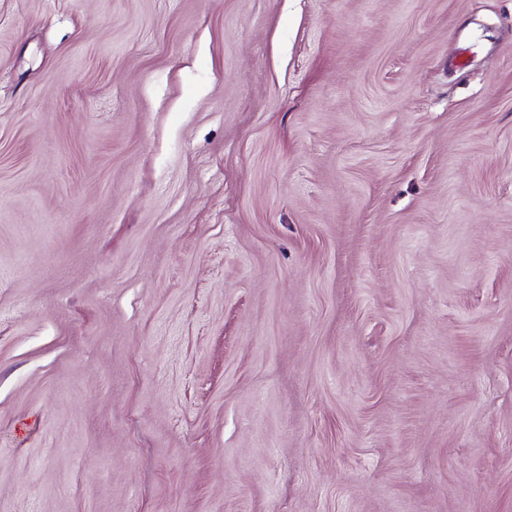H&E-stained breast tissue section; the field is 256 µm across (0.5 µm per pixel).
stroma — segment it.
<instances>
[{"instance_id":"stroma-1","label":"stroma","mask_w":512,"mask_h":512,"mask_svg":"<svg viewBox=\"0 0 512 512\" xmlns=\"http://www.w3.org/2000/svg\"><path fill=\"white\" fill-rule=\"evenodd\" d=\"M0 512H512V0H0Z\"/></svg>"}]
</instances>
